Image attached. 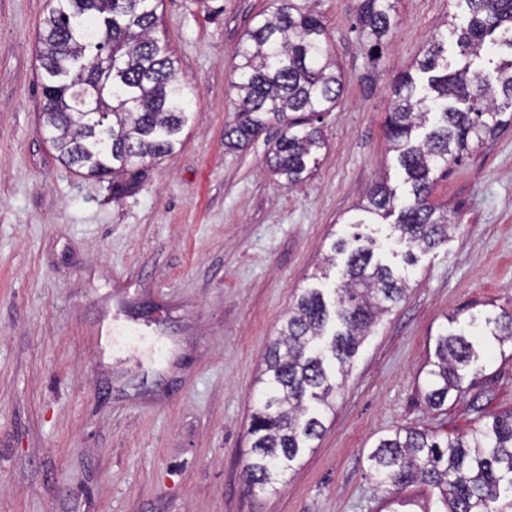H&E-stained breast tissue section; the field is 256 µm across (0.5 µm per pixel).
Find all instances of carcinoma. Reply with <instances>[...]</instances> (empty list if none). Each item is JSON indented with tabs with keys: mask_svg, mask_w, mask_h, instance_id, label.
Segmentation results:
<instances>
[{
	"mask_svg": "<svg viewBox=\"0 0 512 512\" xmlns=\"http://www.w3.org/2000/svg\"><path fill=\"white\" fill-rule=\"evenodd\" d=\"M397 0H361L359 37L379 56L396 17ZM464 23L450 17L465 63L454 68L445 41L435 35L414 68L393 86L386 136L399 152L409 199L396 208L387 182L373 185L359 210L393 225L404 259L448 240V214L429 203L432 171L474 152L512 125V0H465ZM161 0H50L39 32L44 70L43 124L65 168L88 176H112V194L134 190L141 166L173 153L189 121V88L178 76L170 45L153 36ZM498 57L493 71L472 68L486 46ZM238 121L225 129L224 146L245 147L272 120L283 124L266 166L290 187L316 169L325 139L316 121L336 106L345 82L332 58L325 26L310 13L293 12L283 0L247 30L234 49ZM335 252L347 255L329 303L309 288L288 312L269 347L259 407L252 415V444L244 470L248 486L276 489L285 472L325 430L337 384L388 305L409 289L405 278L376 258L378 241L355 233L340 237ZM512 342V314L473 316L438 335L428 362L425 401L439 408L468 375L482 370L476 335ZM378 484L398 489L422 482L439 491L440 512H512V413L478 420L470 433L437 436L398 428L368 454Z\"/></svg>",
	"mask_w": 512,
	"mask_h": 512,
	"instance_id": "carcinoma-1",
	"label": "carcinoma"
}]
</instances>
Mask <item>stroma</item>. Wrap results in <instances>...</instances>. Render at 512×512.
<instances>
[{
  "mask_svg": "<svg viewBox=\"0 0 512 512\" xmlns=\"http://www.w3.org/2000/svg\"><path fill=\"white\" fill-rule=\"evenodd\" d=\"M320 17L347 79L319 125L317 170L291 188L266 167L277 123L224 146L237 119L233 51L273 0H162L159 33L192 88L169 156L134 192L77 175L42 124L36 40L49 0H0V512H437L412 483L397 505L367 456L400 427L439 437L512 411V346L492 344L471 387L424 401L426 363L452 322L512 313V127L435 172L454 227L406 265L389 222L362 225L406 298L352 358L326 429L276 490L243 471L264 356L299 296L331 290L356 205L387 180L409 196L385 136L392 85L464 0H398L381 56L356 30L358 0H290Z\"/></svg>",
  "mask_w": 512,
  "mask_h": 512,
  "instance_id": "stroma-1",
  "label": "stroma"
}]
</instances>
